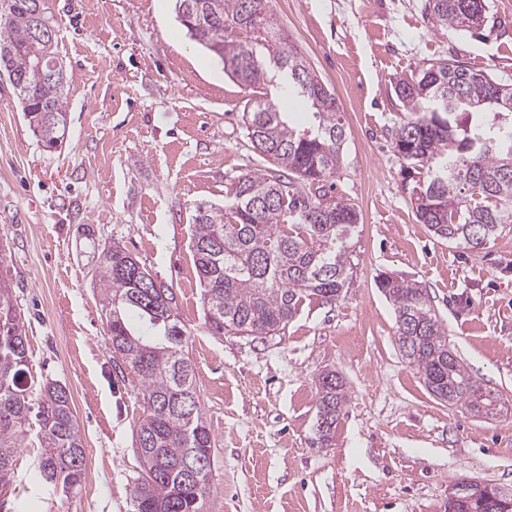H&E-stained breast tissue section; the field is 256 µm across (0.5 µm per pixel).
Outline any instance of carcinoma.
<instances>
[{
  "mask_svg": "<svg viewBox=\"0 0 512 512\" xmlns=\"http://www.w3.org/2000/svg\"><path fill=\"white\" fill-rule=\"evenodd\" d=\"M204 23L190 37L224 62V71L256 93L243 118L251 146L274 168L246 174L231 204L197 206L191 243L203 288L204 316L213 334L269 335L282 330L305 299L335 302L350 278L349 241L356 208L329 201L325 183L340 168L345 127L335 95L300 52L286 46L270 0H192ZM479 0H426L433 25L479 30L486 11ZM288 79V91L308 114L307 126L260 95L269 85L268 61ZM0 71L16 94L29 128L55 148L67 127L66 73L41 0H0ZM407 116L394 132V149L409 174L422 179L410 201L419 223L434 236L478 250L512 224V84L475 70L458 58L423 67L396 82ZM112 350L139 378L144 402L136 449L145 476L132 492L133 512H203L209 493L211 433L205 422L186 330L173 289L157 286L146 267L120 243L104 244L94 272ZM395 307L399 349L438 400L494 418L506 401L469 374L447 329L413 280L378 276ZM21 310L11 279L0 271V485L31 428H38L43 480L65 492L78 489L85 448L71 395L57 382L33 389ZM347 399L334 372L319 378L316 441L331 442ZM197 460L194 476L182 464ZM460 512H512V491L458 479Z\"/></svg>",
  "mask_w": 512,
  "mask_h": 512,
  "instance_id": "carcinoma-1",
  "label": "carcinoma"
}]
</instances>
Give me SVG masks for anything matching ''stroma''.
I'll use <instances>...</instances> for the list:
<instances>
[{
    "mask_svg": "<svg viewBox=\"0 0 512 512\" xmlns=\"http://www.w3.org/2000/svg\"><path fill=\"white\" fill-rule=\"evenodd\" d=\"M482 34L433 26L425 0H271L290 43L344 112L334 199L359 213L341 299L303 301L272 335H212L191 251L197 205L224 206L271 169L243 127L250 97L179 25L174 0H43L68 75L67 132L43 146L0 80V267L25 318L29 370L65 385L86 452L77 492L46 486L29 441L0 512H133L141 385L109 345L93 281L118 242L173 288L211 432L205 512H448L459 478L512 489V412L433 397L402 357L378 275L420 282L467 369L512 401V225L479 250L416 220L392 148L396 80L459 57L512 83V0H486ZM348 400L313 447L318 376Z\"/></svg>",
    "mask_w": 512,
    "mask_h": 512,
    "instance_id": "35a3bbf8",
    "label": "stroma"
}]
</instances>
